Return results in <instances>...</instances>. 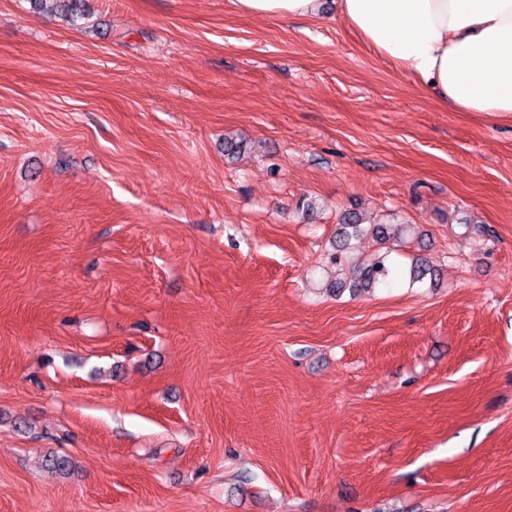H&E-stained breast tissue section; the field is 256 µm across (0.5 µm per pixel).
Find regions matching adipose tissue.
I'll return each mask as SVG.
<instances>
[{
	"mask_svg": "<svg viewBox=\"0 0 512 512\" xmlns=\"http://www.w3.org/2000/svg\"><path fill=\"white\" fill-rule=\"evenodd\" d=\"M260 18H315L321 0H230ZM376 53L458 112L512 115V0H340Z\"/></svg>",
	"mask_w": 512,
	"mask_h": 512,
	"instance_id": "adipose-tissue-1",
	"label": "adipose tissue"
}]
</instances>
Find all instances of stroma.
<instances>
[{
  "mask_svg": "<svg viewBox=\"0 0 512 512\" xmlns=\"http://www.w3.org/2000/svg\"><path fill=\"white\" fill-rule=\"evenodd\" d=\"M89 6L0 0V512H512V115L337 0ZM346 209L434 278L327 295ZM36 9L50 7L51 14L58 15L64 21L75 24L84 16L82 3L86 0H29ZM49 4V6H47ZM240 13L260 18H316L321 0H230Z\"/></svg>",
  "mask_w": 512,
  "mask_h": 512,
  "instance_id": "stroma-1",
  "label": "stroma"
}]
</instances>
